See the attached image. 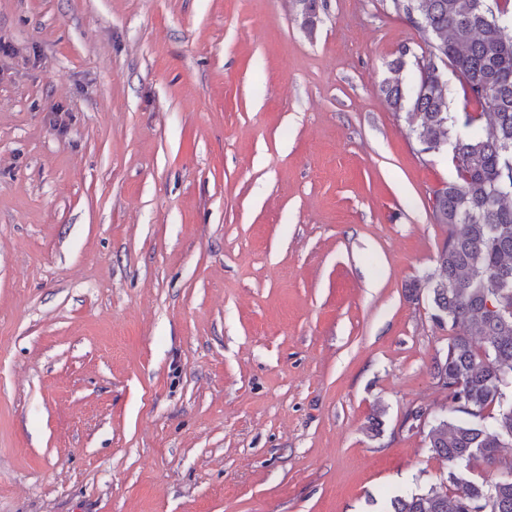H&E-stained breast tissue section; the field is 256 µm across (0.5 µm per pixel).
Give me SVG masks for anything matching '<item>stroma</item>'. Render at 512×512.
<instances>
[{
    "label": "stroma",
    "mask_w": 512,
    "mask_h": 512,
    "mask_svg": "<svg viewBox=\"0 0 512 512\" xmlns=\"http://www.w3.org/2000/svg\"><path fill=\"white\" fill-rule=\"evenodd\" d=\"M0 0V512H383L448 236L393 0ZM61 110L65 130L53 122ZM380 416L379 434L368 430ZM301 6V28L307 34H313L317 23L319 22V11L323 6L320 0H298Z\"/></svg>",
    "instance_id": "35a3bbf8"
}]
</instances>
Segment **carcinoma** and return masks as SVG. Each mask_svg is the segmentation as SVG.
<instances>
[{"label":"carcinoma","instance_id":"1","mask_svg":"<svg viewBox=\"0 0 512 512\" xmlns=\"http://www.w3.org/2000/svg\"><path fill=\"white\" fill-rule=\"evenodd\" d=\"M301 28L313 34L322 0H299ZM427 36L429 49L407 80L402 51L381 92L417 119L420 151H452L453 174L431 199L448 226L439 278L410 285L426 292L439 324L465 331L449 339L436 378L447 413L414 408L427 448L448 462L446 479L389 499L385 512H512V0H393ZM456 74L464 108L450 109L439 72ZM480 338L475 348L471 335ZM480 459L488 478L473 473Z\"/></svg>","mask_w":512,"mask_h":512}]
</instances>
